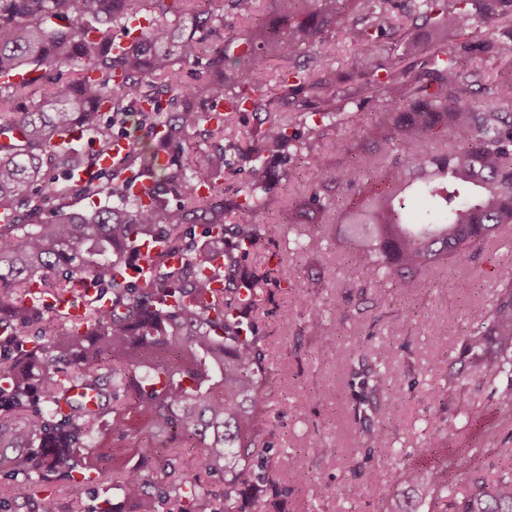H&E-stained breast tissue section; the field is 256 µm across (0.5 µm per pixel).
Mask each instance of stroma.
I'll list each match as a JSON object with an SVG mask.
<instances>
[{
    "instance_id": "35a3bbf8",
    "label": "stroma",
    "mask_w": 512,
    "mask_h": 512,
    "mask_svg": "<svg viewBox=\"0 0 512 512\" xmlns=\"http://www.w3.org/2000/svg\"><path fill=\"white\" fill-rule=\"evenodd\" d=\"M256 124L248 112L224 134L226 192L245 180L241 154ZM310 179L296 157L277 166L267 216L276 227L273 242L249 260L272 268L288 259L296 273L288 287L265 288L260 310L269 350L266 406L276 428L273 448L292 456L296 467L279 475L282 494L268 499L265 512H382L387 498L408 496L403 486L367 483L365 473L373 469L392 473L409 465L426 471L444 460L461 490L475 475L494 476L502 466L500 449L512 442V414L501 406L512 392V370L472 372L466 345L501 275L512 271V226L469 265L430 272L414 287L391 288L374 274L352 284L347 257L333 238L302 251L296 231L284 223L289 182ZM313 305L336 329L332 355H320L305 328ZM364 365L385 368L392 379L371 418L387 442L385 453L364 438L352 413L350 371ZM437 423L450 431L433 448L426 431ZM38 497L48 512H94L102 499L120 501L110 484L99 482L77 503L56 484Z\"/></svg>"
}]
</instances>
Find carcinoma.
<instances>
[{
	"label": "carcinoma",
	"instance_id": "carcinoma-1",
	"mask_svg": "<svg viewBox=\"0 0 512 512\" xmlns=\"http://www.w3.org/2000/svg\"><path fill=\"white\" fill-rule=\"evenodd\" d=\"M257 2L0 0V213L11 216L0 223V472L34 491L61 482L77 502L82 468L112 481L119 512H262V496L281 494L274 474L294 465L272 448L258 309L262 286L291 277L286 261L244 266L267 247L257 218L270 210L275 164L286 147L307 148L289 133L300 117L283 119L274 102L306 90L323 104L308 135L352 129L335 166L312 152L301 157L315 180L289 199L287 214L311 240L345 225L336 248L349 256L350 282L374 271L408 288L435 266L471 262L512 224V0H418L401 14L405 24L456 42L401 44L375 77L382 101L374 120L357 124L339 100H365L372 85L336 74L311 50L333 27L364 53L396 36L391 0H286L288 12L275 21L257 17ZM146 4L149 27L130 46L115 44L112 28L126 27ZM226 5L255 22L232 37L240 48L232 56L213 43ZM258 49L306 63L272 79ZM494 57L503 67L487 78L482 61ZM186 69L195 75L190 85ZM18 72L31 77L9 82ZM29 89L41 90L39 100L13 111ZM224 102L265 114L255 130L261 148L245 154L248 177L233 195L216 175L224 172V129L239 113L209 115ZM134 112L157 144L130 137L127 153L102 165ZM170 140L174 154L156 165ZM140 177L151 180L141 195L132 191ZM104 193L112 205L70 209L73 197ZM197 223L201 241L192 238ZM146 240L157 250L131 278L125 264ZM35 280L44 293L83 304L85 331L41 324ZM96 287L110 307L91 293ZM484 321L467 351L474 370L499 371L512 361L511 271ZM306 328L331 348L320 310L310 309ZM351 376L361 388L355 411H377L387 375L362 368ZM103 422L112 440H137L148 469L128 466L123 448L85 451ZM185 440L204 466L193 478L176 451ZM214 477L224 486L212 485ZM391 482L453 512H512V474L476 476L463 493L443 464L425 479L404 467Z\"/></svg>",
	"mask_w": 512,
	"mask_h": 512
}]
</instances>
